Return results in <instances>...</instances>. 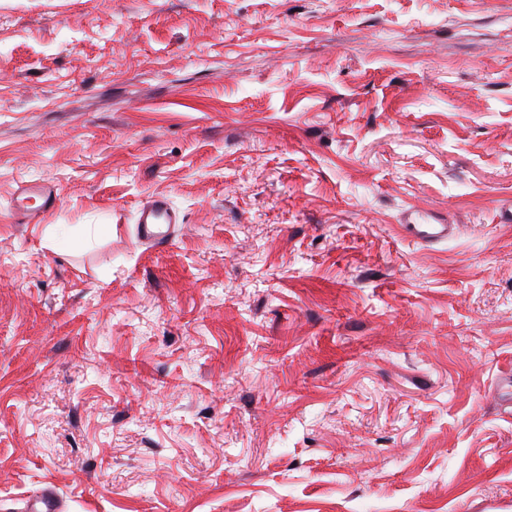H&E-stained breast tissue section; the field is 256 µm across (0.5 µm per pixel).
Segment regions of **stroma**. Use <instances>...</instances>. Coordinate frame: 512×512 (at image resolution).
Wrapping results in <instances>:
<instances>
[{
	"label": "stroma",
	"instance_id": "obj_1",
	"mask_svg": "<svg viewBox=\"0 0 512 512\" xmlns=\"http://www.w3.org/2000/svg\"><path fill=\"white\" fill-rule=\"evenodd\" d=\"M505 198L512 0H0V512H512ZM33 198L41 200V205L36 209L29 208L26 203ZM56 201L57 192L53 186L40 183H22L14 194V210L23 218L33 221L53 208ZM179 221L178 214L166 199L154 198L139 209L138 234L143 240L160 246L168 240L172 224H180ZM409 214L405 224H401L406 236L423 244H435L447 241L455 235L453 224H416Z\"/></svg>",
	"mask_w": 512,
	"mask_h": 512
}]
</instances>
